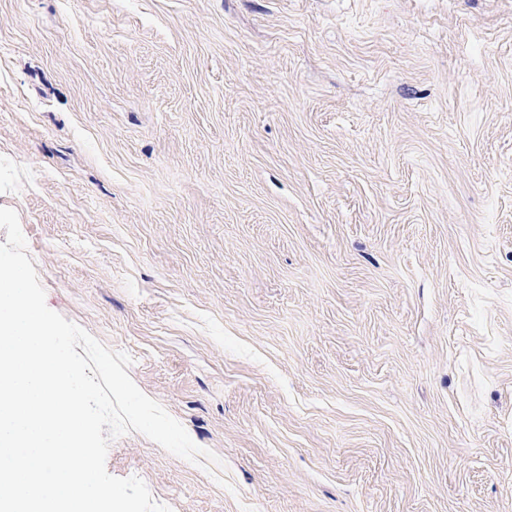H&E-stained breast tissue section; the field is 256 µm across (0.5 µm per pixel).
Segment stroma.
<instances>
[{"label": "stroma", "mask_w": 512, "mask_h": 512, "mask_svg": "<svg viewBox=\"0 0 512 512\" xmlns=\"http://www.w3.org/2000/svg\"><path fill=\"white\" fill-rule=\"evenodd\" d=\"M0 207L171 512H512V0H0Z\"/></svg>", "instance_id": "35a3bbf8"}]
</instances>
